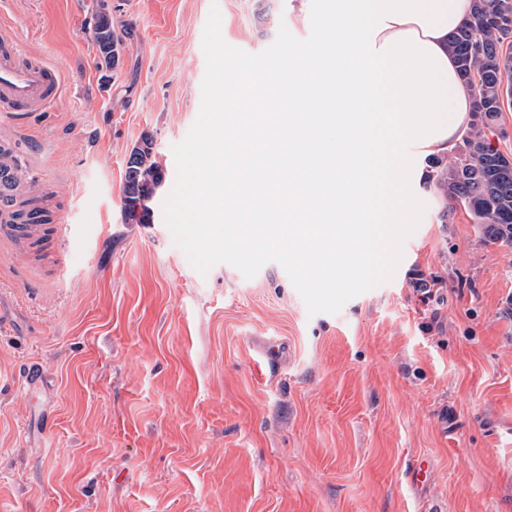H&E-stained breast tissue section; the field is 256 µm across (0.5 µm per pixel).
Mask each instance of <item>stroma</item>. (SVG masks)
<instances>
[{"instance_id":"stroma-1","label":"stroma","mask_w":512,"mask_h":512,"mask_svg":"<svg viewBox=\"0 0 512 512\" xmlns=\"http://www.w3.org/2000/svg\"><path fill=\"white\" fill-rule=\"evenodd\" d=\"M214 6L250 54L311 31L300 0H0L22 55L62 79L49 110L0 115V140L77 228L0 235V512H512V246L438 209L433 183L393 279L335 314L308 315L277 262L203 276L175 245L162 205ZM103 13L124 40L109 71ZM145 133L165 180L135 224L123 186ZM271 340L288 358L258 372Z\"/></svg>"}]
</instances>
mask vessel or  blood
Here are the masks:
<instances>
[{
    "label": "vessel or blood",
    "instance_id": "b4317fda",
    "mask_svg": "<svg viewBox=\"0 0 512 512\" xmlns=\"http://www.w3.org/2000/svg\"><path fill=\"white\" fill-rule=\"evenodd\" d=\"M60 75L39 58H21L8 31H0V112H40L57 98Z\"/></svg>",
    "mask_w": 512,
    "mask_h": 512
}]
</instances>
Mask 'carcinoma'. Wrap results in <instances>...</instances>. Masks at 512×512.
I'll list each match as a JSON object with an SVG mask.
<instances>
[{
  "label": "carcinoma",
  "instance_id": "1",
  "mask_svg": "<svg viewBox=\"0 0 512 512\" xmlns=\"http://www.w3.org/2000/svg\"><path fill=\"white\" fill-rule=\"evenodd\" d=\"M512 17V0H474L469 21L448 36V50L458 64L460 78L470 87L474 123L448 161H432L437 186L452 207H461L479 225L486 240L512 245V160L488 140L486 129L512 105V24L495 25L494 16ZM99 67L110 69L120 56L122 37L112 21L100 16L94 28ZM163 169L154 161L153 139L145 136L131 151L127 163L123 207L126 218L140 224L152 220L148 201L164 182ZM49 221L47 211L24 199L12 204L14 224Z\"/></svg>",
  "mask_w": 512,
  "mask_h": 512
}]
</instances>
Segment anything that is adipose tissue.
I'll list each match as a JSON object with an SVG mask.
<instances>
[{
  "label": "adipose tissue",
  "instance_id": "ef3b65f1",
  "mask_svg": "<svg viewBox=\"0 0 512 512\" xmlns=\"http://www.w3.org/2000/svg\"><path fill=\"white\" fill-rule=\"evenodd\" d=\"M473 0H302L330 38L297 53L288 73L296 123L321 121L343 138L350 168L324 199L348 223L296 227L307 240L347 242L378 264L417 180L416 158L448 152L467 130L472 95L457 77L448 36Z\"/></svg>",
  "mask_w": 512,
  "mask_h": 512
}]
</instances>
